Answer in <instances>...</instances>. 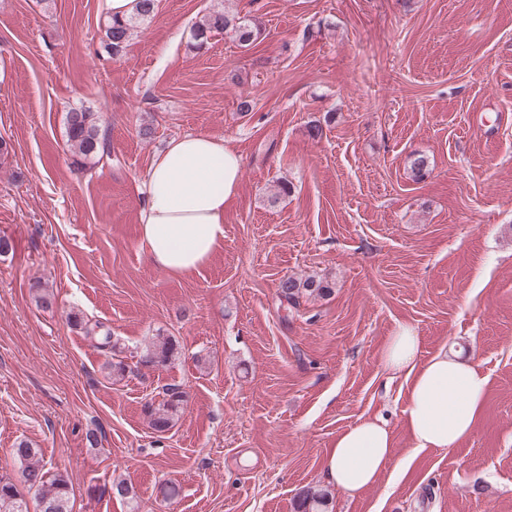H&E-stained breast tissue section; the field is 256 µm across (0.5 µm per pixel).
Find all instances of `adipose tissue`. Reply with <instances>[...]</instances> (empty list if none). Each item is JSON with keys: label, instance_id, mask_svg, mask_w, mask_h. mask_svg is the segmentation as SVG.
Wrapping results in <instances>:
<instances>
[{"label": "adipose tissue", "instance_id": "1", "mask_svg": "<svg viewBox=\"0 0 512 512\" xmlns=\"http://www.w3.org/2000/svg\"><path fill=\"white\" fill-rule=\"evenodd\" d=\"M240 155L223 138L188 133L170 139L139 187L138 221L149 260L172 274L196 270L224 239V208L235 196ZM384 366L405 375V419L418 449L450 448L480 421L488 378L477 366L441 351L422 359L408 326L390 336ZM385 422L366 419L339 433L328 455L329 481L354 494L372 486L391 458Z\"/></svg>", "mask_w": 512, "mask_h": 512}]
</instances>
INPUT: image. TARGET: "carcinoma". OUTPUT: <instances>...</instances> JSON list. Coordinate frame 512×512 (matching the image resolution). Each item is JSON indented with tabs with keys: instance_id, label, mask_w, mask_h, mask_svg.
Wrapping results in <instances>:
<instances>
[{
	"instance_id": "1",
	"label": "carcinoma",
	"mask_w": 512,
	"mask_h": 512,
	"mask_svg": "<svg viewBox=\"0 0 512 512\" xmlns=\"http://www.w3.org/2000/svg\"><path fill=\"white\" fill-rule=\"evenodd\" d=\"M157 0H139L136 14L123 19L111 18L104 28L107 48L112 55H120L139 24L150 19L156 10ZM222 31L232 36L242 48L250 47L259 35L258 26L245 17L215 11L204 17L195 27L194 37L198 45L207 43L208 34ZM66 134L73 150L82 157L100 163L111 159V148L106 136L101 133L97 113L88 109H73L66 115ZM330 293V287L313 277L305 279L287 277L278 284L280 303L300 306L303 298L323 297ZM91 346L109 358L107 368L111 376H124L126 365L113 362L117 341L112 331L99 320L75 318ZM181 354L178 342L168 336H158L142 351L138 364L148 368H162L173 363ZM186 392L179 387L165 389L158 406L151 409L150 427L157 433L168 431L184 409ZM12 454L20 462V483L35 493L36 512H72L71 491L67 478L61 473H52L46 468L41 449L33 447L27 440L15 444ZM327 506V493L314 488L304 490L296 503L297 512H321ZM0 512H29L27 501L17 484L9 478L0 477Z\"/></svg>"
}]
</instances>
